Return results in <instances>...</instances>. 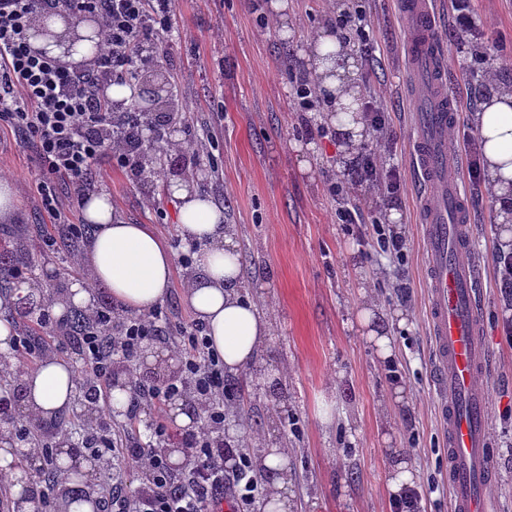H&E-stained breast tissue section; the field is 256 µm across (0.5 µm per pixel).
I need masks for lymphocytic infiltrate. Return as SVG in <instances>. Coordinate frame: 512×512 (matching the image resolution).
Listing matches in <instances>:
<instances>
[{"label": "lymphocytic infiltrate", "instance_id": "f902f5d3", "mask_svg": "<svg viewBox=\"0 0 512 512\" xmlns=\"http://www.w3.org/2000/svg\"><path fill=\"white\" fill-rule=\"evenodd\" d=\"M174 7V0H0V128L35 146L43 162L36 180L40 208L69 238L80 240L90 231L89 225L70 221L67 212L71 201L94 191L92 172L98 164L109 161L135 181L144 176L145 128L118 122L101 87L139 67L146 53L179 38ZM61 11L100 23L103 43L95 58L67 65L31 45L35 19ZM355 167L360 182L380 196L401 195L399 168L384 164L373 149L362 151ZM60 182L66 195L55 190ZM328 190L340 202L337 223L352 234L375 238L382 253L404 260L407 241L400 232L387 224L365 223L357 209L345 204L342 182H329ZM166 334L181 360L179 376L153 384L136 376L130 380L127 417L136 420L138 408L153 407L150 441L132 442L113 430L82 441L90 456L109 464L112 474L111 487L98 493L99 512H213L214 502L226 495L236 512H247L260 486L241 443L224 440L225 402L232 387L202 322L191 320L173 329L161 306L139 315L120 313L109 303L96 308L86 316L77 383L94 402H103L115 361L134 364L144 343ZM184 399L204 411L197 429L181 436L187 465L177 472L164 456L163 445L171 436L166 407ZM131 464L141 474L132 496L123 487Z\"/></svg>", "mask_w": 512, "mask_h": 512}]
</instances>
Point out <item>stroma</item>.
Segmentation results:
<instances>
[{
	"label": "stroma",
	"mask_w": 512,
	"mask_h": 512,
	"mask_svg": "<svg viewBox=\"0 0 512 512\" xmlns=\"http://www.w3.org/2000/svg\"><path fill=\"white\" fill-rule=\"evenodd\" d=\"M270 0H175L180 40L156 57L172 87L182 140L212 133L218 173L201 189L224 209L239 242L241 293L271 323L259 353L267 366L285 368L279 391L243 371L230 378L235 397L224 436L242 440L257 456L262 443L288 446V494L295 512H390L387 478L393 450H401L423 491L425 512H450L448 450L433 386L434 349L424 273L418 183L411 163L404 45L408 33L397 0H360L369 21V51L359 58L358 84H371L390 112L396 142L381 147L376 133L363 145L398 166L405 190L388 201L340 171L335 143L309 133L289 105L291 77L307 76L309 40L328 28L346 0H288V28L261 15ZM479 37L457 38L452 0H439L438 41L444 49L448 86L460 100L449 136L476 138L475 114L486 97L488 71L512 82V0H469ZM206 160L168 162L154 181L136 182L101 164L93 177L112 199L116 217L148 224L167 246L178 233L177 200L164 191L188 167ZM41 160L21 136L0 129V180L16 191L14 219L0 223V252H29L30 284L54 292L83 277L72 267L76 251L64 241L41 247L45 224L34 186ZM341 180L365 222H392L407 240L404 263L380 253L337 224L329 179ZM474 258L480 269L481 339L490 357L488 451L495 474L489 495L500 512H512V343L502 324L512 302L499 285L494 256L501 229L487 191L466 189ZM369 305L391 316L393 364L382 362L361 332L355 314ZM405 389L395 402L394 384Z\"/></svg>",
	"instance_id": "35a3bbf8"
}]
</instances>
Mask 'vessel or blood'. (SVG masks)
I'll return each mask as SVG.
<instances>
[{
	"label": "vessel or blood",
	"mask_w": 512,
	"mask_h": 512,
	"mask_svg": "<svg viewBox=\"0 0 512 512\" xmlns=\"http://www.w3.org/2000/svg\"><path fill=\"white\" fill-rule=\"evenodd\" d=\"M409 44L413 162L418 178L425 273L435 355V390L448 444L452 512H493L485 494L486 400L476 380L487 369L479 340L477 266L469 258L470 216L461 194L460 153L448 139L457 113L441 66L434 0H402Z\"/></svg>",
	"instance_id": "1"
}]
</instances>
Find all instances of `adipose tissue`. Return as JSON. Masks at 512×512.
Returning <instances> with one entry per match:
<instances>
[{"label": "adipose tissue", "instance_id": "1", "mask_svg": "<svg viewBox=\"0 0 512 512\" xmlns=\"http://www.w3.org/2000/svg\"><path fill=\"white\" fill-rule=\"evenodd\" d=\"M35 48L65 62L85 59L82 43L72 40L64 16H56L51 33L33 39ZM307 66L332 102L327 120L336 132V150L344 162L354 158V148L366 135L360 112V92L349 75L355 64L335 35L320 33L307 55ZM486 181L496 200L502 245L512 244V86L493 84L478 114ZM179 200V227L185 239L200 243L185 298L197 320L206 324L213 348L224 360V371H250L264 377L268 370L259 360L269 334L268 323L256 305L240 296L239 251L223 209L193 188L191 180L168 185ZM84 214L93 224L85 256L89 282L109 286L113 300L126 312L141 314L161 303L169 294L174 256L146 224H129L116 218L112 200L94 194L85 201ZM89 282L75 283L67 299L57 300L54 313L67 302L92 306ZM29 414L47 422L69 411L75 401L76 382L70 364L47 357L22 374ZM258 472L274 475L275 487L259 502L258 512H291L288 496V459L285 448L266 449L254 460Z\"/></svg>", "mask_w": 512, "mask_h": 512}]
</instances>
